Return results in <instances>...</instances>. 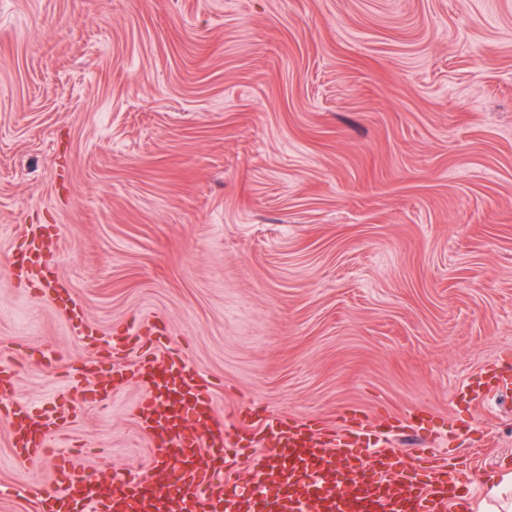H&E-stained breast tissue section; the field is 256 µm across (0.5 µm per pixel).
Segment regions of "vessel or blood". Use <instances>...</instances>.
<instances>
[{
	"instance_id": "obj_1",
	"label": "vessel or blood",
	"mask_w": 512,
	"mask_h": 512,
	"mask_svg": "<svg viewBox=\"0 0 512 512\" xmlns=\"http://www.w3.org/2000/svg\"><path fill=\"white\" fill-rule=\"evenodd\" d=\"M138 378L144 394L135 420L154 442L146 475L130 481L111 468L109 486L64 472L42 490L47 512H140L154 492L153 512H467L464 470L435 455L404 459L400 450L367 451L361 433L320 434L313 424L288 418L232 427L211 420V397L178 361L141 363L134 373L116 369L112 379ZM68 417L60 404L34 418L13 412V446L30 462L49 445L47 431ZM248 443L241 475L216 482L197 464L204 448Z\"/></svg>"
}]
</instances>
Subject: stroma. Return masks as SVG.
<instances>
[{
    "mask_svg": "<svg viewBox=\"0 0 512 512\" xmlns=\"http://www.w3.org/2000/svg\"><path fill=\"white\" fill-rule=\"evenodd\" d=\"M61 290L15 261L33 233ZM165 330L219 424L330 426L512 472V0H0V365L67 403L0 512L65 458L142 476L135 369Z\"/></svg>",
    "mask_w": 512,
    "mask_h": 512,
    "instance_id": "35a3bbf8",
    "label": "stroma"
}]
</instances>
